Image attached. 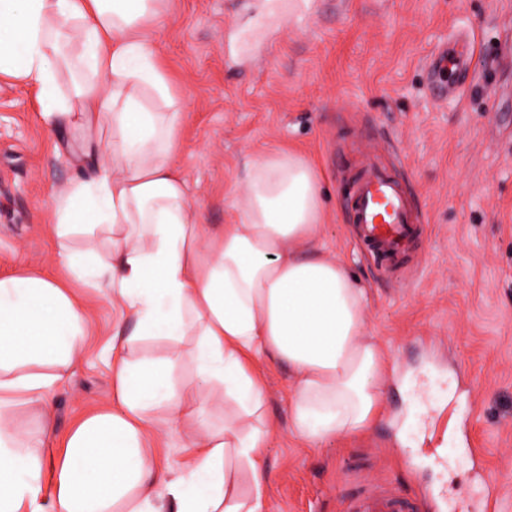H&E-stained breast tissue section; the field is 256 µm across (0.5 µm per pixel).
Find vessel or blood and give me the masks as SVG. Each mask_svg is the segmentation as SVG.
<instances>
[{
  "mask_svg": "<svg viewBox=\"0 0 512 512\" xmlns=\"http://www.w3.org/2000/svg\"><path fill=\"white\" fill-rule=\"evenodd\" d=\"M467 57L449 53L441 45L432 53L430 77L441 93L461 95L462 85L454 79V69L466 66ZM353 221L362 242L374 255L393 259L404 255L418 230L402 192L386 174H368L359 183L353 205ZM436 496L421 495L419 504H411L399 488L367 492L346 506V512H439Z\"/></svg>",
  "mask_w": 512,
  "mask_h": 512,
  "instance_id": "b4317fda",
  "label": "vessel or blood"
}]
</instances>
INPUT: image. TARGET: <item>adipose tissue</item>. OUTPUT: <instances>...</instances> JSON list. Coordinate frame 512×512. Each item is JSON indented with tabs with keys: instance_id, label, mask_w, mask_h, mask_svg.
<instances>
[{
	"instance_id": "ef3b65f1",
	"label": "adipose tissue",
	"mask_w": 512,
	"mask_h": 512,
	"mask_svg": "<svg viewBox=\"0 0 512 512\" xmlns=\"http://www.w3.org/2000/svg\"><path fill=\"white\" fill-rule=\"evenodd\" d=\"M164 7L0 0V75L36 87L53 127L97 146L93 175L55 199V260L65 277H0V414L33 407L50 417L87 336L72 281L118 304L111 404L66 434L46 501L36 439L0 426V512H266L271 427L256 360L287 368L288 433L302 442L363 434L381 415L388 361L367 332L366 289L319 242L322 185L312 163L291 151L251 156L229 224L203 223L191 203L176 161L181 113L147 34ZM99 231L106 251L71 249L74 236ZM147 339L167 341V353L134 357ZM186 365L197 383L175 384ZM215 388L236 406L218 429L208 414ZM184 417L197 426L195 454L162 468L149 435ZM239 466L250 475L245 495Z\"/></svg>"
}]
</instances>
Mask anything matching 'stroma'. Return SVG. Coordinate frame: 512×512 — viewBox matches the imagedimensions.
<instances>
[{
	"label": "stroma",
	"mask_w": 512,
	"mask_h": 512,
	"mask_svg": "<svg viewBox=\"0 0 512 512\" xmlns=\"http://www.w3.org/2000/svg\"><path fill=\"white\" fill-rule=\"evenodd\" d=\"M278 18L267 0H169L152 36L177 108V156L207 224H229L244 165L290 149L322 176L319 239L369 295V331L386 354L385 401L365 434L307 445L287 433L286 369L260 364L267 416V512H344L358 488L429 489L450 512H480L470 445L512 512V0H302ZM473 44L468 89L436 99L427 69L434 47ZM77 135L49 132L35 90L0 79V276L54 272V195L77 166ZM390 175L421 226L396 264L378 260L352 222L367 167ZM76 290L91 334L52 397L40 450L62 452L70 427L112 394L106 347L116 315L91 285ZM451 418L430 465L422 444L436 410ZM195 425L159 429L161 467L186 464Z\"/></svg>",
	"instance_id": "obj_1"
}]
</instances>
